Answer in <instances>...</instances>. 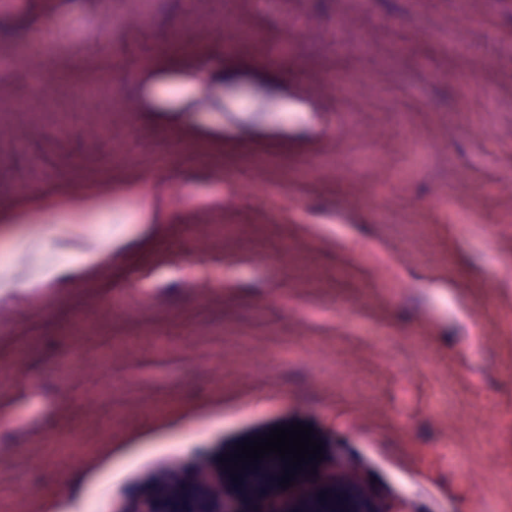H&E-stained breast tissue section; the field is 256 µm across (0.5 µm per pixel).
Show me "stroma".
<instances>
[{"label": "stroma", "instance_id": "stroma-1", "mask_svg": "<svg viewBox=\"0 0 512 512\" xmlns=\"http://www.w3.org/2000/svg\"><path fill=\"white\" fill-rule=\"evenodd\" d=\"M216 3L0 0V41L60 33L61 102L87 57L136 103L108 140L0 112V278L17 234L114 243L0 294V512L22 487L29 512H87L157 454L293 422L372 461L380 512H512V0H471L463 51L440 40L456 0H234L257 37L230 50ZM187 17L189 50L155 53ZM164 143L205 165L159 172ZM86 248L91 252H97L74 256L71 261L65 262L55 268L48 270L43 277V281H48L56 278L57 276L67 275L73 271L88 268L104 259H107L112 255V241H108L105 248L102 250H100L102 245L92 242H89L86 245Z\"/></svg>", "mask_w": 512, "mask_h": 512}]
</instances>
